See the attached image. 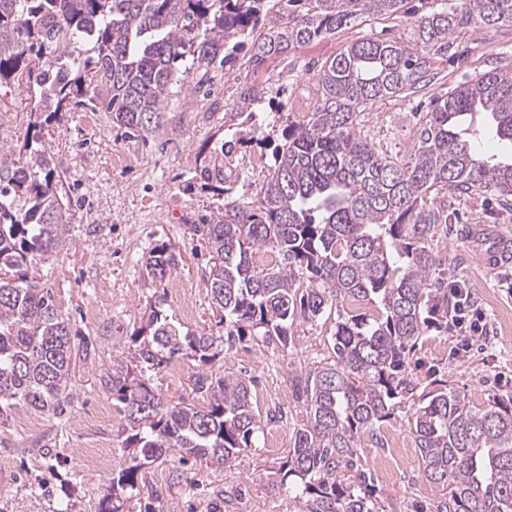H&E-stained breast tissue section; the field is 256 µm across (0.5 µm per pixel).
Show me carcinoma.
<instances>
[{"label": "carcinoma", "mask_w": 512, "mask_h": 512, "mask_svg": "<svg viewBox=\"0 0 512 512\" xmlns=\"http://www.w3.org/2000/svg\"><path fill=\"white\" fill-rule=\"evenodd\" d=\"M0 0V86L26 84L29 134L0 147V424L16 411L60 417L70 404L76 353L70 318L38 265L66 242L70 201L42 127L86 105L91 84L107 91L112 123L148 138L163 102L190 74L207 76L251 45L252 70L289 50L373 16L404 19L414 44L363 38L322 63L312 111L277 134L259 193H236L229 151L198 153L193 170L224 197V212L188 234L210 250L216 331L183 332L163 309L141 312L130 336L134 359L115 357L103 373L112 390L128 462L103 489L100 512H125L146 487L142 469L180 452L219 470L255 447L262 430L250 378L215 369L246 339L287 349L294 329L332 323L329 357L291 370L306 420L293 428L279 486L297 512H385L359 464L361 440L404 400L424 478L447 491L435 512H512V399L473 406L431 379L417 391L410 355L430 330L448 329V289L435 276V227L448 198H512V159L475 149L481 115L512 146V67L503 65L433 99L402 156L361 134V115L384 99L431 85L457 29L512 26V0ZM264 87L243 88L227 129L230 143L267 145L253 106ZM179 265L171 244L150 249L148 277L164 284ZM196 363L188 399L152 383L169 360Z\"/></svg>", "instance_id": "obj_1"}]
</instances>
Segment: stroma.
Wrapping results in <instances>:
<instances>
[{"instance_id":"35a3bbf8","label":"stroma","mask_w":512,"mask_h":512,"mask_svg":"<svg viewBox=\"0 0 512 512\" xmlns=\"http://www.w3.org/2000/svg\"><path fill=\"white\" fill-rule=\"evenodd\" d=\"M367 37L409 42L413 34L400 21L370 18L292 49L287 58L269 60L258 75L249 66L248 52H240L231 67H215L205 89H198L197 75L181 81L164 103L162 128L146 142L127 138L97 102L63 113L45 128L44 142L71 210L66 243L43 266V280L95 350L77 356L72 365L66 415L38 419L33 412L19 411L0 426V512H51L47 500L30 494L38 484L70 499L73 512H99L101 491L121 460V416L113 409L103 370L113 357L132 352L129 337L154 292L144 260L156 242H171L181 253L176 285L166 291L168 313L193 332L215 326L207 284L210 255L185 227L215 218L224 201L193 184L194 156L223 140L224 115L235 107L244 84L264 82L269 98L278 101L261 129L262 135L276 136L295 94L311 101L317 96L307 67L320 66ZM453 41L455 57L435 64V91H450L495 66L512 64V27L490 32L464 28ZM426 100L418 93L406 101L377 103L363 117V135L391 153L404 154L416 131L415 108ZM29 103L26 88L0 90V146L22 144ZM471 224L512 234V205H500L487 194L457 198L449 203L448 224L438 227L432 245L441 276L472 291L491 333L473 337L464 352L457 328L429 331L416 348L410 372L418 379L431 374L447 380L480 407L493 396L512 398V264L493 273L483 268L477 249L466 240ZM327 333L324 327L301 326L288 349L246 341L226 353L220 360L224 372L255 376L259 407L279 411V418L263 422L257 446L243 451L230 470L182 464L173 455L152 464L145 477L155 495L150 502H134L133 512H292L290 490L269 489L288 453L293 427L305 418L289 375L326 357ZM414 408L410 400L398 404L376 437L362 440L361 463L372 474L386 512H433L443 498L442 489L420 473L421 457L409 426ZM95 447L105 448L107 466H90L88 453Z\"/></svg>"}]
</instances>
